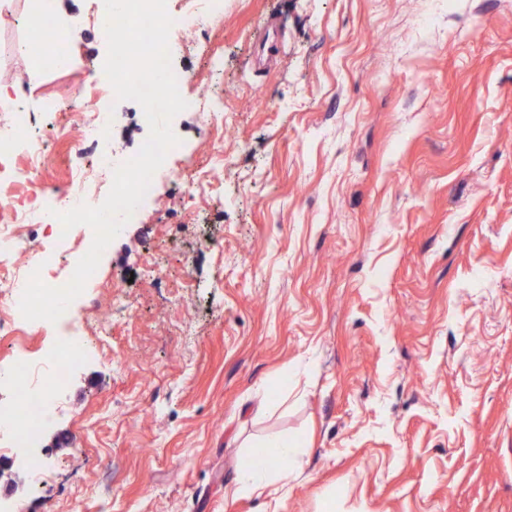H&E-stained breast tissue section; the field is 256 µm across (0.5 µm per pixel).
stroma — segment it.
<instances>
[{"label": "stroma", "mask_w": 512, "mask_h": 512, "mask_svg": "<svg viewBox=\"0 0 512 512\" xmlns=\"http://www.w3.org/2000/svg\"><path fill=\"white\" fill-rule=\"evenodd\" d=\"M31 0H0V84L47 138L41 180L92 160L55 129L104 80L101 0H61L68 64L22 51ZM174 64L224 91L89 295L112 347L68 376L44 471L0 475L15 512H512V0H224ZM141 106L109 147L136 153ZM222 146L223 164L212 150ZM210 171L196 198L183 179ZM293 442L284 487L242 460ZM291 445L289 442L283 441H271L264 448H260L257 452L249 457H246L242 461V465H248L252 462H256L264 458V454L268 451V448H276V453L273 456V461L262 462L261 464L254 465L252 467H243L239 469L238 479L241 485L251 491L266 489L275 483L279 482L277 479L270 477V471L273 467L279 465L278 462L289 460L296 452L297 448Z\"/></svg>", "instance_id": "stroma-1"}]
</instances>
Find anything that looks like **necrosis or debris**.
I'll list each match as a JSON object with an SVG mask.
<instances>
[{
	"label": "necrosis or debris",
	"instance_id": "necrosis-or-debris-1",
	"mask_svg": "<svg viewBox=\"0 0 512 512\" xmlns=\"http://www.w3.org/2000/svg\"><path fill=\"white\" fill-rule=\"evenodd\" d=\"M113 95L109 85H89L74 89L70 94L76 124L83 129L86 139L98 147L89 170L76 175L64 191H46L34 197L22 194L0 201V310L9 312L8 318H0L1 336L16 337L31 326L19 310V301L32 268H40L41 278L47 285L60 284L51 274L53 258L48 247H40L33 253L28 268L17 270L11 266L17 224L30 215H37L40 223L50 227L52 236L63 235L77 243L78 254L87 251L82 244L85 226L63 231L56 215L82 203L99 205L103 185L113 181V171L120 160L103 148L112 130V114L103 101ZM10 104L15 108L12 122L0 130V184L33 181L41 172L45 158L46 142L35 132L28 114L18 111V98H11ZM19 153L27 159L26 169L21 173L12 165L13 157ZM83 359L82 346L66 345L52 370L41 374L37 371L43 362L40 352L25 346L16 351L10 362L14 376L13 397L8 403H0V455L32 452L41 425L54 412V402L64 388L68 372Z\"/></svg>",
	"mask_w": 512,
	"mask_h": 512
}]
</instances>
